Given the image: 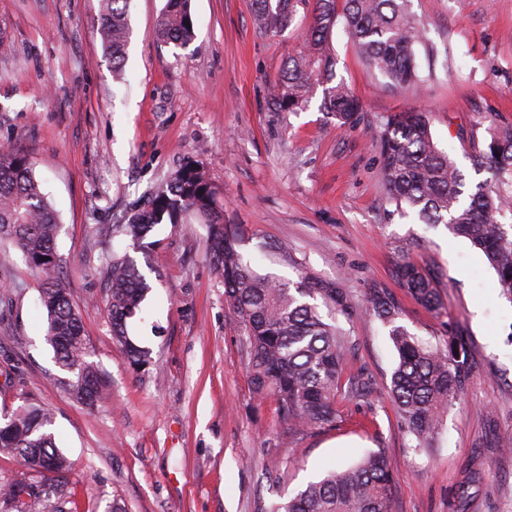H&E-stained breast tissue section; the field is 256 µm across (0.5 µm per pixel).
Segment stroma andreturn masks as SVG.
I'll return each mask as SVG.
<instances>
[{
    "instance_id": "stroma-1",
    "label": "stroma",
    "mask_w": 512,
    "mask_h": 512,
    "mask_svg": "<svg viewBox=\"0 0 512 512\" xmlns=\"http://www.w3.org/2000/svg\"><path fill=\"white\" fill-rule=\"evenodd\" d=\"M165 0H130L131 36L116 82L96 32L100 0H0V145L33 163L61 230L60 276L78 307L103 381L95 409L74 402L46 342L44 275L0 241V417L25 397L56 414L76 512H268L310 476L382 452L396 490L392 512H512V302L482 253L442 224L390 201L372 135L390 113L431 115V133L469 183L471 154L494 122L512 123V0H411L425 26L417 94L388 87L343 27L336 78L363 116L338 125L321 94L273 112L267 89L305 39L307 14L287 31L256 30L250 0H192L195 38L159 43ZM198 162L224 191V221L288 245L318 275L341 280L357 314L347 326L350 369L375 391L338 402L335 422L301 433L279 424L251 381L245 338L200 224H163L138 250L113 236L167 175ZM132 251L152 285L128 333L150 351L132 369L112 340L106 266ZM428 271L441 308L419 304L395 277L400 257ZM397 301L421 339H462L470 354L432 453L416 451L387 389L397 353L364 315L370 288Z\"/></svg>"
}]
</instances>
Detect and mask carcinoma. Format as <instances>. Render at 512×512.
Returning a JSON list of instances; mask_svg holds the SVG:
<instances>
[{"mask_svg":"<svg viewBox=\"0 0 512 512\" xmlns=\"http://www.w3.org/2000/svg\"><path fill=\"white\" fill-rule=\"evenodd\" d=\"M130 0H104L98 33L112 56V68L122 71L131 35ZM314 0L304 50L288 57L283 78L271 89L268 102L276 112L300 108L312 91L324 87L321 109L339 125L360 121L358 99L334 83L335 59L330 37L339 20L360 54L402 90L418 88L416 48L424 44V26L410 10V0ZM309 0H251L259 33L278 35L295 21ZM191 0H166L156 37L165 44L186 46L194 37ZM381 173L388 196L406 204L428 224H445L468 239L485 256L497 275L499 294L512 302V224L499 217L512 214V123H495L483 147L472 156L473 168L490 179L467 191L457 162L434 142L427 113L394 112L377 126ZM194 217L207 230V248L224 283V302L246 336L249 368L255 393L270 394L279 422L304 429L334 421L340 397H367L372 382L362 372L347 373L352 341L340 325L355 308L340 281L324 278L297 262L287 247L266 242L258 255L243 247L249 237L224 223V202L218 188L198 163L188 161L168 175L147 204L127 222L112 226V234L130 239L132 248L159 224H185ZM59 214L41 189L28 158L0 147V240L7 239L27 262L46 276L40 305L46 311V341L55 364L71 375L74 399L94 407L101 400L103 379L90 361L91 353L81 315L73 305L57 271L61 259L55 249ZM268 266L288 267L296 279ZM106 306L112 337L132 366L148 364L149 351L130 338L127 321L142 312L151 290L146 276L128 255L108 262ZM396 276L420 304L440 307L433 278L406 257ZM365 313L388 328L398 362L390 379L391 399L416 441L428 452L442 426L448 405L462 388L469 369L462 341L450 337L442 344L419 340L399 324V308L383 289H371ZM54 414L26 398L0 425V453L23 459L40 479H21L0 487V512H46L51 500L63 496L68 458L54 434ZM395 480L380 452L365 455L347 469H330L318 479L273 504L269 512H391Z\"/></svg>","mask_w":512,"mask_h":512,"instance_id":"carcinoma-1","label":"carcinoma"}]
</instances>
